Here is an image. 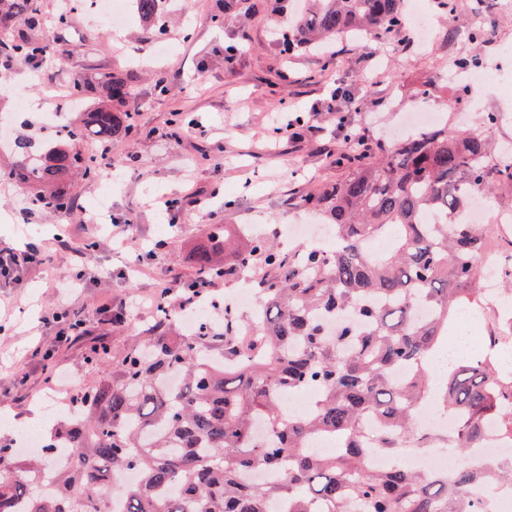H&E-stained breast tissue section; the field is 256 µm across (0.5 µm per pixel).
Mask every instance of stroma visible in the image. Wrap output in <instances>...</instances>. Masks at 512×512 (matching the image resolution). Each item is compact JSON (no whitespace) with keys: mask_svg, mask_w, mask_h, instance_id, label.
Wrapping results in <instances>:
<instances>
[{"mask_svg":"<svg viewBox=\"0 0 512 512\" xmlns=\"http://www.w3.org/2000/svg\"><path fill=\"white\" fill-rule=\"evenodd\" d=\"M253 2V11L237 16L225 12L224 0H181L163 27L139 22L113 29L78 7L70 25L58 27L56 0H39L41 24L31 35L52 36L57 50L43 62V78H34L22 58L0 73V115L14 112L16 92L25 90L27 109L15 131L52 140L44 112L62 103L75 112L93 109L106 96L102 76L124 75L134 54L142 60L139 79L115 108L132 114L137 134L112 146L123 180L111 200L115 223L104 229L93 212L101 181L82 176L71 183L76 204L68 217L35 210L21 219L27 195L5 177L18 158L0 151V249L20 251L29 238L49 241L62 231L73 249L88 240L96 243L86 255L81 282L71 278V253H58L53 275L30 266L19 281L0 287V414L12 420L0 426V441L15 439V426L47 416L68 390L99 381V371L86 362L91 348L104 344L121 351L132 343L152 321V308L141 307V300L162 281L189 278L188 255L209 225L268 238L275 227L306 220L305 211L289 206V196L309 193L343 172L334 163L343 133L329 117L332 88L348 94L339 113L349 124L388 138L425 82L437 80L430 108L441 110L449 90L438 76L452 55L475 51L492 67L501 49L512 47V0H490L483 10L477 0H458L454 24L434 18L426 48L342 38L330 66L312 52L286 54L276 41L288 0ZM481 10L491 32L475 48L467 35ZM230 43L236 55L229 63L224 47ZM77 78L86 85L82 97L66 99ZM159 78L169 88L163 97L154 90ZM177 112L190 114L195 124L174 138L169 128ZM296 112L304 117L298 133H276L278 118ZM161 197L180 200L177 224H169L160 210ZM126 220L139 224L143 243L157 248L155 256L139 259L134 273L128 270L129 255L112 245L116 222ZM112 299L133 302L127 328L100 321L99 305ZM64 310L81 314L88 332L60 347L48 317Z\"/></svg>","mask_w":512,"mask_h":512,"instance_id":"stroma-1","label":"stroma"}]
</instances>
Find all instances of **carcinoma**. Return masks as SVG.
<instances>
[{
    "label": "carcinoma",
    "instance_id": "cac0c4a2",
    "mask_svg": "<svg viewBox=\"0 0 512 512\" xmlns=\"http://www.w3.org/2000/svg\"><path fill=\"white\" fill-rule=\"evenodd\" d=\"M141 19L160 23L163 0H137ZM288 18V47L318 50L341 35L396 39L408 26L405 0H305ZM40 26L28 0H0V30ZM11 53L37 62L54 50L49 37L17 32ZM136 72L106 80L107 99H123ZM499 114L486 112L472 132L452 136L431 127L397 140L362 139L345 131L336 164L347 172L292 204L332 226L337 246L328 254L304 246L284 255L260 239L235 246L223 224L209 230L215 244L197 246L189 261L194 279L242 274L260 263L276 276L259 283L261 322L240 327L224 311V325H200L193 336L176 326L172 299L157 293L154 321L119 355L106 346L89 361L102 380L77 393L72 413L48 430L44 447L73 450L70 463L52 467L51 453L26 457L0 444V512H476L471 483L493 489L512 484V466L480 461L485 429L494 422L512 437V385L503 381L492 347L461 358L444 374L442 406L455 418L448 439L450 478L401 467L376 471L366 462L364 426L381 427L380 447L420 449L432 441L416 425L432 370L428 359L445 343L460 312L481 306L487 229L449 219L481 195L512 199V164L489 137ZM134 132L126 113L101 103L76 119L45 148L15 137L21 164L8 173L37 188L36 206L58 213L73 207V176H99L102 165L84 154L91 138L104 147ZM435 213L438 224L423 217ZM234 258L221 263L219 254ZM431 310L419 319L416 306ZM410 371L400 385L394 373ZM318 391L315 405L289 418L285 396ZM316 436L339 441L330 456L306 447ZM279 472L266 484L252 471ZM136 474L132 483L118 476Z\"/></svg>",
    "mask_w": 512,
    "mask_h": 512
}]
</instances>
